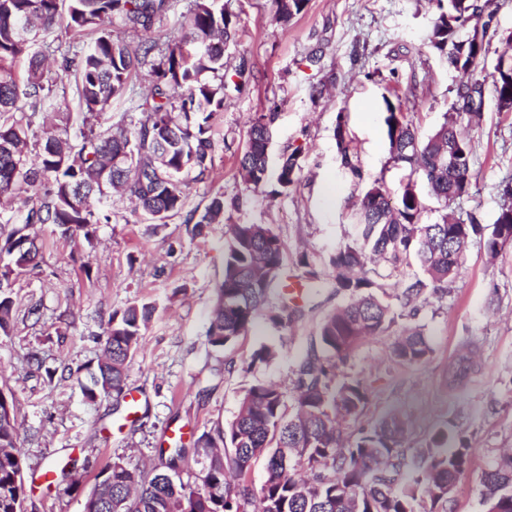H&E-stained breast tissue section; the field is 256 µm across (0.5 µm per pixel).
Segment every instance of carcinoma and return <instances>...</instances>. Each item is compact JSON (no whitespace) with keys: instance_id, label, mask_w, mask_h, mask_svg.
Masks as SVG:
<instances>
[{"instance_id":"cac0c4a2","label":"carcinoma","mask_w":512,"mask_h":512,"mask_svg":"<svg viewBox=\"0 0 512 512\" xmlns=\"http://www.w3.org/2000/svg\"><path fill=\"white\" fill-rule=\"evenodd\" d=\"M283 21L300 14L307 0H271ZM438 13L428 35L430 46L457 72L454 103L482 116L485 82L475 74L487 67L497 0H436ZM170 0H0V205L24 199L22 223L8 233L0 229V254L10 257L0 273V331L12 319L10 276L38 264L40 248L26 233L33 224H55L64 234L89 240L91 226L110 222L95 203L120 188L135 209L159 222L185 204V177L207 170L212 140L211 120L224 111L226 90L239 89L249 72L246 57L233 73L224 69V51L239 37V16L222 0H192L179 35L160 41L149 37L133 45L112 34V19L134 30L152 31L165 18ZM484 18L481 42L466 41L462 31ZM89 39L74 56L61 53V70L76 72V104L88 117L105 111L124 94L139 66L154 58L155 89L138 108L136 131L108 128L69 132V126L31 141L33 118L57 108L56 78L46 73L39 33L58 24ZM182 89L173 97L167 87ZM497 111L512 112V59L497 58L492 75ZM390 159L432 184L430 196L445 214L423 222L422 198L401 190L391 203L384 185L375 182L358 201L354 235L331 258L332 287L350 299L330 313L319 329L321 350H310L294 369V412L287 413L284 395L274 385L245 390L236 417L225 426L202 433L195 442L201 484L191 487L174 471L183 448L173 449L167 472L147 479L120 462L102 469L86 498L84 512H437L449 502L448 484L470 469L465 436L443 427L409 465L404 451L405 422L395 414L381 418L345 440L338 418L357 417L366 407L368 389L360 381L334 380L367 336L386 333L402 317H412L429 291L445 294L461 266L462 254L450 253L453 240L483 241L495 256L512 239V183L503 188V203L490 236L475 220L448 222V205L469 196L471 171L459 170L452 156L473 158L471 141L461 136L454 113L426 138L418 135L402 105L385 101ZM275 114L255 118L238 160L242 180L255 189L268 181V152ZM341 165L361 178L354 151L342 123L336 126ZM299 154L282 158L278 186L286 191L297 180ZM224 217V199L215 197L199 213L192 231ZM284 246L268 224H232L224 251V277L217 289L207 332L210 345L222 348L245 335L271 287L284 284ZM416 265L418 271L407 268ZM395 277L400 291L393 307L380 280ZM154 305L142 303L112 315L104 334L102 355L84 396L95 400L122 392L128 366ZM431 348L418 330L398 336L394 360L422 364ZM18 420L12 401H0V512H23L26 485ZM266 458V479L256 491L246 473L254 458ZM482 512H512V454L482 476Z\"/></svg>"}]
</instances>
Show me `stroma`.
Masks as SVG:
<instances>
[{
	"label": "stroma",
	"instance_id": "35a3bbf8",
	"mask_svg": "<svg viewBox=\"0 0 512 512\" xmlns=\"http://www.w3.org/2000/svg\"><path fill=\"white\" fill-rule=\"evenodd\" d=\"M224 3L244 29L224 57L232 66L247 58L250 70L213 121L212 161L204 175L187 177L184 209L160 223L113 193L112 221L98 225L92 239L34 225L31 233L43 244L39 263L11 276L14 311L9 332H0V390L12 397L18 416L24 512H83L96 475L108 464L120 461L149 477L165 469L168 448L186 449L179 475L197 486L194 441L234 419L246 388L274 384L292 396L297 360L318 345L322 321L347 297L322 282L292 317L280 286H273L247 335L226 348L211 346L207 331L229 225H271L285 245V280L305 285L330 274L331 257L354 233V206L374 180L383 179L394 198L415 182L424 196V222L442 215L425 195L424 175L391 161L383 122L386 101L400 100L425 137L450 109L456 74L428 42L434 0H308L287 22L276 18L271 0ZM151 87V76L139 69L97 124L133 128L138 114L131 104ZM268 112L277 115L271 161L300 154L295 184L280 193L271 182L252 188L238 173L250 122ZM340 119L354 141L358 179L340 163ZM463 133L474 157L472 190L461 211L488 231L503 202L502 180L512 175V112L497 111L486 98L480 123ZM216 197L224 200L223 222L192 234L190 214ZM141 302L154 304L155 312L123 393L88 401L80 383L97 365L109 318ZM409 326L420 329L432 349L424 364L391 356L394 340ZM468 344L475 349L473 368L449 384L448 370ZM265 348L274 358L257 361ZM34 354L42 367L31 362ZM336 374L362 381L369 391L360 416L345 421L347 432L398 414L412 455L440 426L461 431L471 468L457 481L447 510L480 512L483 471L512 450V244L491 257L471 242L448 294H426L413 318L363 340ZM132 392L141 397L134 415ZM52 463L68 466L70 477L50 485L35 481Z\"/></svg>",
	"mask_w": 512,
	"mask_h": 512
}]
</instances>
